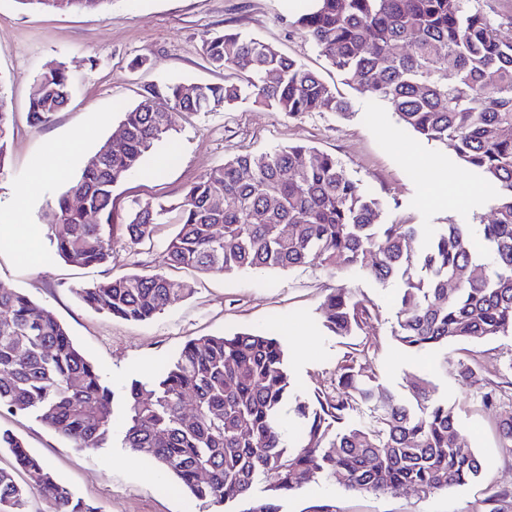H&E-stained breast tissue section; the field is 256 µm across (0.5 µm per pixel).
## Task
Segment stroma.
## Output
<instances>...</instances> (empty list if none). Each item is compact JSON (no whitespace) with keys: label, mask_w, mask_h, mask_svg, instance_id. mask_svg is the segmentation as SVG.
I'll return each instance as SVG.
<instances>
[{"label":"stroma","mask_w":512,"mask_h":512,"mask_svg":"<svg viewBox=\"0 0 512 512\" xmlns=\"http://www.w3.org/2000/svg\"><path fill=\"white\" fill-rule=\"evenodd\" d=\"M298 7V0H112L103 13L56 12L0 0V93L15 115L7 165L0 172V220L14 224L18 235L35 236L31 257L0 237V291L22 293L51 311L119 398L132 380L150 378L176 357L188 339L238 332L278 335L295 388L304 396L334 387L336 365L348 352L395 393L404 391L412 375H426L439 399L454 408L466 445L482 459L476 482L427 495L410 489L375 495L319 479L283 497L281 512H310L318 504L329 505L331 512H485L486 498L512 491V454L500 446L497 414L480 400L482 388L512 381V338L452 342L444 352L405 350L391 335L397 284L384 287L319 266L235 275L173 269L170 277L192 284L190 295L152 320H116L87 308L77 288L158 270L176 224H158L151 242L139 246L117 239L108 262L84 269L57 258L47 238L57 197L79 178L99 144L120 130L124 112L138 104L147 86L237 79V71L212 67L201 52L210 34L228 29L271 43L318 73L349 98L353 117L315 109L291 118L249 99L214 112L172 113L170 139L157 143L141 171L115 190L117 207L134 199L179 200L202 174L237 155L305 144L336 156L350 177L380 198L385 223L417 224L427 234L441 224L471 223L476 214L490 220L480 182L443 146L397 131L389 103L348 85L310 37L293 27ZM138 57L146 58V65L132 68ZM55 63L73 78L71 98L49 125L30 126L34 81ZM75 138L81 141L78 153L61 157L55 175L37 184L28 202L9 198L8 188L28 181L54 144ZM343 284L356 287L380 310L373 327L350 338L322 326V302ZM462 361L473 364L474 379H460ZM0 429L19 434L58 479L102 512H212L124 448L122 423H115L105 447L88 450L73 448L29 415L0 413Z\"/></svg>","instance_id":"stroma-1"}]
</instances>
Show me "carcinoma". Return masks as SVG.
<instances>
[{
  "label": "carcinoma",
  "instance_id": "carcinoma-1",
  "mask_svg": "<svg viewBox=\"0 0 512 512\" xmlns=\"http://www.w3.org/2000/svg\"><path fill=\"white\" fill-rule=\"evenodd\" d=\"M108 2L19 0L49 11ZM310 2L294 24L361 95L389 103L401 130L449 148L479 175L491 188L489 222L441 224L427 239L417 224H385L382 201L336 157L301 144L239 155L200 176L178 203L133 200L116 214L115 188L170 138V110L213 112L251 98L290 118L315 107L351 115L350 102L319 74L270 43L222 31L204 40L202 53L215 68L243 73V82L147 87L124 113L123 137L105 140L57 198L47 230L54 254L77 267L105 263L114 224L139 245L174 212L178 231L163 249L167 267L237 274L309 265L358 271L382 286L396 282L392 336L413 351L512 336V41L471 0ZM36 84L28 119L40 127L67 104L71 79L58 65ZM12 132L0 95V171ZM76 193L84 197L80 208L70 204ZM450 281L456 288L448 289ZM191 292L162 271L76 289L88 308L130 322L148 321ZM322 308L334 336H355L380 316L373 301L344 286ZM363 405L371 406L370 419L354 420ZM3 410L33 415L81 449L103 447L116 418L115 394L98 367L51 312L17 292H0ZM123 418L125 447L172 475L191 499L216 506L246 499V512H280L283 496L319 478L353 492L426 494L468 485L482 469L428 378H410L399 397L347 356L332 389L302 400L293 395L284 346L269 333L188 340L152 381L131 382ZM497 429L512 453L511 410L500 414ZM2 448L15 466L0 467V512H29L33 492L49 512H99L13 432L0 429ZM261 482L264 494L256 497Z\"/></svg>",
  "mask_w": 512,
  "mask_h": 512
}]
</instances>
